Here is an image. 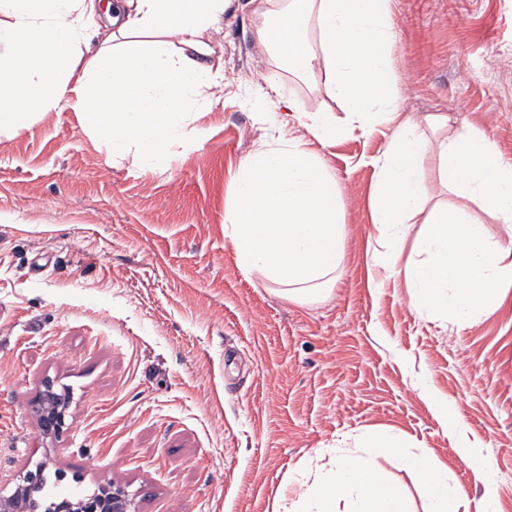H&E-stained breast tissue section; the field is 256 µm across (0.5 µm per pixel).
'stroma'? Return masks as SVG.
<instances>
[{"mask_svg":"<svg viewBox=\"0 0 512 512\" xmlns=\"http://www.w3.org/2000/svg\"><path fill=\"white\" fill-rule=\"evenodd\" d=\"M402 109L489 131L512 159V0H395ZM222 102L198 145L158 169L112 158L64 108L0 134V490L32 461L136 512H274L316 451L391 426L492 512H512V290L468 323L415 311L401 277L369 280L372 157L388 128L320 148L336 176L346 251L329 298L293 306L224 239L230 173L264 133L245 91L268 56L230 7L213 35ZM72 397L43 435L42 382ZM447 396L481 436L475 484L422 397Z\"/></svg>","mask_w":512,"mask_h":512,"instance_id":"35a3bbf8","label":"stroma"}]
</instances>
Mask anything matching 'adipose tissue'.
<instances>
[{
  "label": "adipose tissue",
  "mask_w": 512,
  "mask_h": 512,
  "mask_svg": "<svg viewBox=\"0 0 512 512\" xmlns=\"http://www.w3.org/2000/svg\"><path fill=\"white\" fill-rule=\"evenodd\" d=\"M227 0H0V133H16L35 117L70 108L84 128L107 140L114 157L142 169L162 165L188 146L200 112L223 90L210 62V35ZM253 38L278 63L250 90L266 134L232 176L224 236L243 270L291 304L325 300L345 257L344 209L336 177L317 148L342 131L391 127L374 157L370 270L401 275L414 307L452 322L491 310L512 289V162L480 128H450L448 115L405 114L394 62L392 0H246ZM290 72L326 87L343 105L346 126L305 108L288 94ZM438 159V183L422 168ZM479 203L504 229L490 238L469 209ZM425 227L418 253L403 258L400 241ZM424 398L476 481L493 484V465L477 457L481 438L463 433L448 401ZM370 455H336L333 468L312 458L288 512L318 502V512L345 501L353 512H407L406 498L385 476L373 451L387 449L423 487V512H489L472 502L430 454L406 455L401 434L386 428L356 436Z\"/></svg>",
  "instance_id": "1"
}]
</instances>
